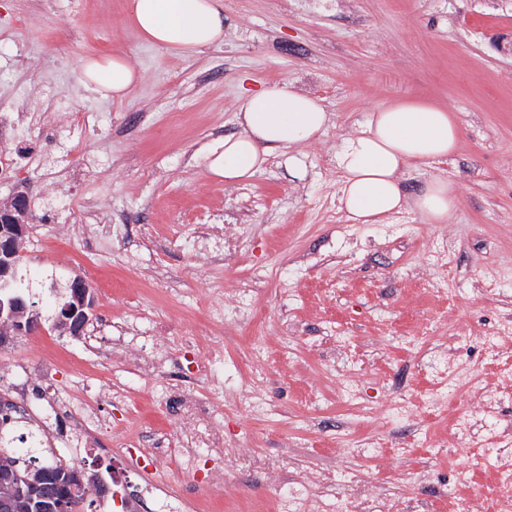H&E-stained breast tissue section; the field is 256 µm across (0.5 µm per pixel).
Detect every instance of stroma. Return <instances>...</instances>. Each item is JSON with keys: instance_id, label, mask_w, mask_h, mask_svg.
Returning <instances> with one entry per match:
<instances>
[{"instance_id": "1", "label": "stroma", "mask_w": 512, "mask_h": 512, "mask_svg": "<svg viewBox=\"0 0 512 512\" xmlns=\"http://www.w3.org/2000/svg\"><path fill=\"white\" fill-rule=\"evenodd\" d=\"M126 2L0 0V113L19 107L25 130L61 136L24 141L0 183V202L28 194L14 286L43 323L0 349V398L37 413L62 464L101 473L98 512L137 498L159 512L162 489L195 512H279L305 482L322 505L367 512H452L491 491L512 447L474 466L456 453L454 409L426 395L438 356L479 368L486 389L512 374V337L496 355L482 341L512 321V0H224L223 44L188 59L144 41ZM114 52L140 76L119 102L79 69ZM283 80L331 114L301 149L304 177L273 158L246 182L214 179L204 155L237 131L242 89ZM406 99L448 108L460 141L403 185L448 180L458 208L446 224L412 209L353 223L338 208L336 151L370 112ZM86 112L99 121L73 138ZM89 204L108 234L82 223ZM75 277L110 349L52 327L55 290ZM421 335L426 347L409 350ZM351 377L350 402L339 387ZM184 396L214 416L183 417ZM76 397L101 402L89 444L56 405ZM399 402L413 416L386 418ZM216 429L223 447L185 473V453Z\"/></svg>"}]
</instances>
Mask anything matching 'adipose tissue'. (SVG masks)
<instances>
[{"label": "adipose tissue", "instance_id": "adipose-tissue-1", "mask_svg": "<svg viewBox=\"0 0 512 512\" xmlns=\"http://www.w3.org/2000/svg\"><path fill=\"white\" fill-rule=\"evenodd\" d=\"M127 13L143 39L169 54L191 58L224 41V0H128ZM86 85L120 101L139 79L124 55L86 58ZM238 134L218 140L207 155L211 175L236 184L252 178L273 157L301 175L300 146L330 122L322 100L288 82L244 89L236 113ZM460 127L447 108L399 101L370 112L363 130L343 139L336 153L339 203L358 224H379L394 213L416 209L430 224H445L458 206L454 185L430 181L408 196L404 172L452 154Z\"/></svg>", "mask_w": 512, "mask_h": 512}]
</instances>
